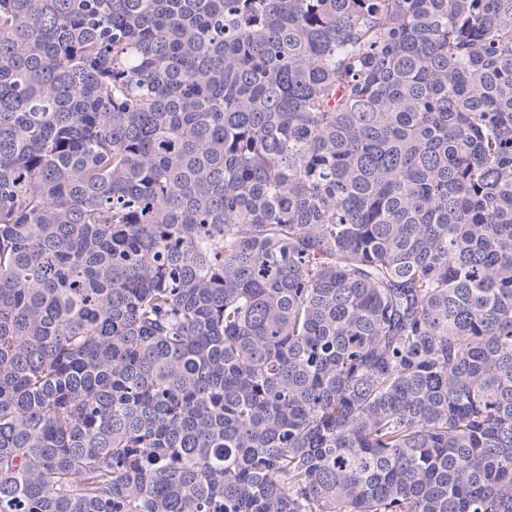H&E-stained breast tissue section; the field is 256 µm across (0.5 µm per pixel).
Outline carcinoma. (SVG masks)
<instances>
[{
    "label": "carcinoma",
    "instance_id": "carcinoma-1",
    "mask_svg": "<svg viewBox=\"0 0 512 512\" xmlns=\"http://www.w3.org/2000/svg\"><path fill=\"white\" fill-rule=\"evenodd\" d=\"M0 512H512V0H0Z\"/></svg>",
    "mask_w": 512,
    "mask_h": 512
}]
</instances>
